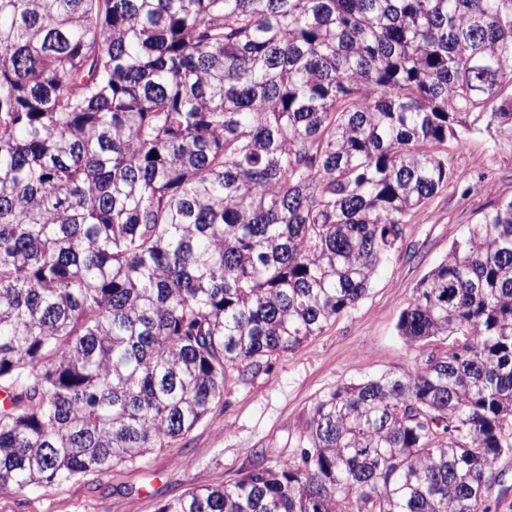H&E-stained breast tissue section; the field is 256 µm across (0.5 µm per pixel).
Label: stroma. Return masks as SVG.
Returning a JSON list of instances; mask_svg holds the SVG:
<instances>
[{"label":"stroma","instance_id":"35a3bbf8","mask_svg":"<svg viewBox=\"0 0 512 512\" xmlns=\"http://www.w3.org/2000/svg\"><path fill=\"white\" fill-rule=\"evenodd\" d=\"M512 196V138L473 132L455 150L446 189L416 210L401 249L367 295L292 353L247 375L229 371L224 398L188 435L121 465L48 490L0 494V512H158L195 486L234 481L257 459L275 463L305 447L304 422L316 400L337 386L411 370L431 343L407 344L396 325L419 282L490 204Z\"/></svg>","mask_w":512,"mask_h":512}]
</instances>
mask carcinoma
Wrapping results in <instances>:
<instances>
[{"instance_id":"carcinoma-1","label":"carcinoma","mask_w":512,"mask_h":512,"mask_svg":"<svg viewBox=\"0 0 512 512\" xmlns=\"http://www.w3.org/2000/svg\"><path fill=\"white\" fill-rule=\"evenodd\" d=\"M508 83L512 0H0V493L140 463L353 308ZM397 330L446 349L158 512H497L512 197Z\"/></svg>"}]
</instances>
